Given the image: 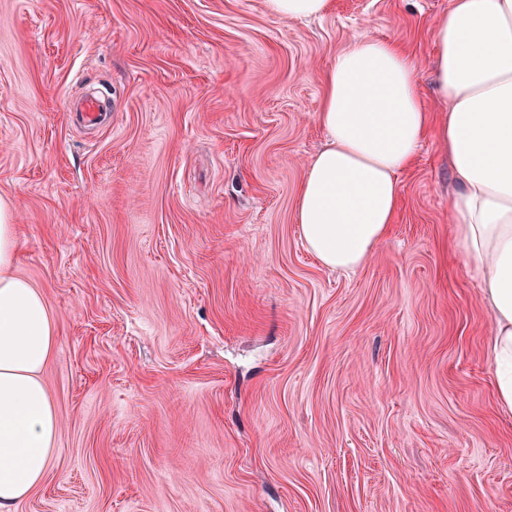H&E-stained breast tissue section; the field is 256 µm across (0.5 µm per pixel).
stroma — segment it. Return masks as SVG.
Wrapping results in <instances>:
<instances>
[{
  "mask_svg": "<svg viewBox=\"0 0 512 512\" xmlns=\"http://www.w3.org/2000/svg\"><path fill=\"white\" fill-rule=\"evenodd\" d=\"M451 0H0V200L59 345L55 468L17 512H512L493 318L426 140L350 272L294 222L336 53L420 67ZM109 97L103 126L70 105ZM332 3V0H266V9L274 17L303 19L328 14Z\"/></svg>",
  "mask_w": 512,
  "mask_h": 512,
  "instance_id": "1",
  "label": "stroma"
}]
</instances>
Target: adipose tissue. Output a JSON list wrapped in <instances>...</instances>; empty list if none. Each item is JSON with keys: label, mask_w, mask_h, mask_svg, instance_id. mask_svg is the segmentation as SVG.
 I'll return each mask as SVG.
<instances>
[{"label": "adipose tissue", "mask_w": 512, "mask_h": 512, "mask_svg": "<svg viewBox=\"0 0 512 512\" xmlns=\"http://www.w3.org/2000/svg\"><path fill=\"white\" fill-rule=\"evenodd\" d=\"M433 41V81L446 107L435 120L399 44L363 37L337 54L317 114L329 142L309 164L295 222L324 267L354 270L390 232L398 173L434 138L460 186L452 233L480 277L494 322L496 398L512 412V0H451ZM17 248L18 227L0 205V512H16L43 484L59 426L40 378L58 324L16 273Z\"/></svg>", "instance_id": "adipose-tissue-1"}]
</instances>
